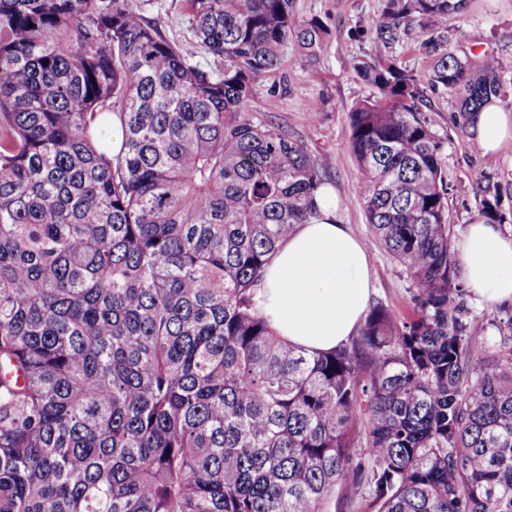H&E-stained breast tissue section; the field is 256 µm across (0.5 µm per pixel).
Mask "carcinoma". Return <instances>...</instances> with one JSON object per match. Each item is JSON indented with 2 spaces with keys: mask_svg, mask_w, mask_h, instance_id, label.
Returning a JSON list of instances; mask_svg holds the SVG:
<instances>
[{
  "mask_svg": "<svg viewBox=\"0 0 512 512\" xmlns=\"http://www.w3.org/2000/svg\"><path fill=\"white\" fill-rule=\"evenodd\" d=\"M469 2L382 0L354 29L431 59L424 83L358 59L377 95L349 116L367 223L416 294L308 354L259 291L326 172L245 105L326 25L295 0H184V44L136 0H0V512H321L348 480L377 512H512V334L471 352L421 109L446 90L467 131L506 98L497 56L442 51Z\"/></svg>",
  "mask_w": 512,
  "mask_h": 512,
  "instance_id": "obj_1",
  "label": "carcinoma"
}]
</instances>
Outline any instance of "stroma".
I'll use <instances>...</instances> for the list:
<instances>
[{
  "instance_id": "stroma-1",
  "label": "stroma",
  "mask_w": 512,
  "mask_h": 512,
  "mask_svg": "<svg viewBox=\"0 0 512 512\" xmlns=\"http://www.w3.org/2000/svg\"><path fill=\"white\" fill-rule=\"evenodd\" d=\"M144 14L167 36L178 41L191 33L183 0H139ZM381 0H295L299 19L323 20L328 35L315 56L291 49L280 67L260 78L247 101L248 113L301 139L329 177L341 200L340 219L362 241L371 257V304L384 306L394 318L411 310L415 287L403 267L384 249L366 221L364 200L357 191L362 179L351 149L349 111L359 100L374 96V89L358 79L353 65L358 58L396 56L404 67L425 77L429 60L410 44L390 48L352 37L355 26L378 14ZM465 28L466 52L471 58L492 53L506 64L501 82L507 93L501 107L512 113V0H472L468 10L448 18L449 30ZM424 115L441 143V158L448 183V222L452 242H459L469 224L480 219L484 172H491L500 198L502 229L512 230V139L506 140L493 164H486L472 146L471 136L455 124L457 103L440 91L423 104ZM469 334L474 355L494 358L500 349L499 321L512 317V302L488 306L466 295Z\"/></svg>"
}]
</instances>
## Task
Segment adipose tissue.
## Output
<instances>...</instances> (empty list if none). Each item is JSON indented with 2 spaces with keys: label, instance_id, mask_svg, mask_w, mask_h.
<instances>
[{
  "label": "adipose tissue",
  "instance_id": "ef3b65f1",
  "mask_svg": "<svg viewBox=\"0 0 512 512\" xmlns=\"http://www.w3.org/2000/svg\"><path fill=\"white\" fill-rule=\"evenodd\" d=\"M483 153H497L512 139V114L497 105L480 112L473 128ZM319 216L300 224L271 255L261 295L271 327L307 352L329 351L353 336L371 294L369 256L347 225L331 188L316 197ZM470 292L494 306L512 302V234L475 222L457 245Z\"/></svg>",
  "mask_w": 512,
  "mask_h": 512
}]
</instances>
